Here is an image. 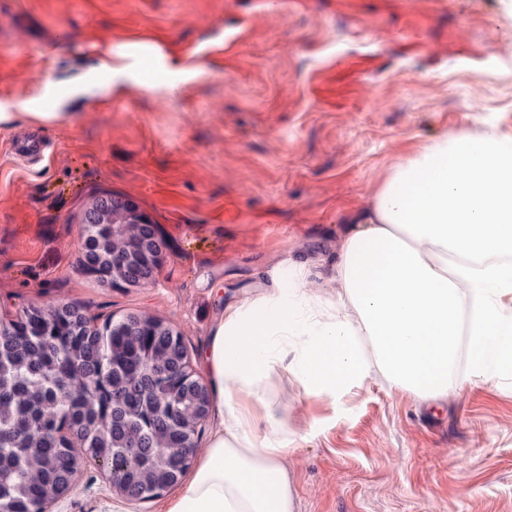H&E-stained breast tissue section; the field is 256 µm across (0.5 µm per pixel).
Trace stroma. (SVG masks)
I'll list each match as a JSON object with an SVG mask.
<instances>
[{
	"label": "stroma",
	"instance_id": "35a3bbf8",
	"mask_svg": "<svg viewBox=\"0 0 512 512\" xmlns=\"http://www.w3.org/2000/svg\"><path fill=\"white\" fill-rule=\"evenodd\" d=\"M148 42L202 79L109 78ZM512 44V0H0V97L96 70L112 87L59 121L0 128V322L63 302L98 321L169 324L192 369L223 306L257 293L284 257L333 262L402 159L454 130L512 136V98L485 76ZM211 54L193 55L203 47ZM481 93L484 111L469 109ZM139 202L167 243L155 285L113 288L76 261L78 215L100 195ZM288 413L295 512H512V379L423 402L381 372L337 399L274 372ZM162 512L84 461L53 512Z\"/></svg>",
	"mask_w": 512,
	"mask_h": 512
}]
</instances>
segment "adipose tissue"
<instances>
[{
	"label": "adipose tissue",
	"mask_w": 512,
	"mask_h": 512,
	"mask_svg": "<svg viewBox=\"0 0 512 512\" xmlns=\"http://www.w3.org/2000/svg\"><path fill=\"white\" fill-rule=\"evenodd\" d=\"M337 256L336 299L313 300L310 260L290 257L212 325L200 358L211 436L167 512H294L284 411L257 390L280 368L310 397H336L376 367L390 387L435 399L465 333L475 381L512 378V136L432 139L393 168ZM248 397L264 434L242 411Z\"/></svg>",
	"instance_id": "adipose-tissue-1"
}]
</instances>
